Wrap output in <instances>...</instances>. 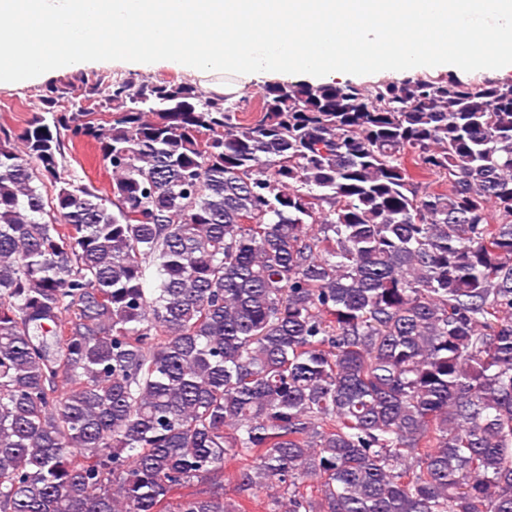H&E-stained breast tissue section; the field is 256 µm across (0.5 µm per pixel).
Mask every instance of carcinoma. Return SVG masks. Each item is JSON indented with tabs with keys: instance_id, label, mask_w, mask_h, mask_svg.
I'll return each instance as SVG.
<instances>
[{
	"instance_id": "1",
	"label": "carcinoma",
	"mask_w": 512,
	"mask_h": 512,
	"mask_svg": "<svg viewBox=\"0 0 512 512\" xmlns=\"http://www.w3.org/2000/svg\"><path fill=\"white\" fill-rule=\"evenodd\" d=\"M39 102L0 127V512H249L199 488L231 462L270 512H512V82ZM94 148L88 144L66 140V171L80 180L82 184H91L100 192H108L112 182V172L104 168L96 158Z\"/></svg>"
}]
</instances>
